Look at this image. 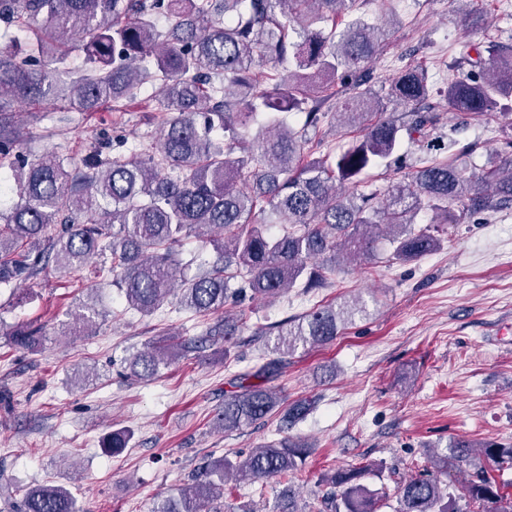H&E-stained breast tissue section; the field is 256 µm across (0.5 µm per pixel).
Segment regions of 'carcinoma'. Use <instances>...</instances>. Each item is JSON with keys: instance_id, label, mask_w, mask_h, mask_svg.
<instances>
[{"instance_id": "carcinoma-1", "label": "carcinoma", "mask_w": 512, "mask_h": 512, "mask_svg": "<svg viewBox=\"0 0 512 512\" xmlns=\"http://www.w3.org/2000/svg\"><path fill=\"white\" fill-rule=\"evenodd\" d=\"M368 0H0V22L32 33L0 50V158L12 159L16 186L3 185L16 200L0 211V288L26 281L49 268L59 275L83 269L94 257L110 253L112 284L126 308L154 314L178 295V304L200 317L220 314L205 334L166 348L151 344L124 358L126 375L139 382L155 379L181 352L224 341V354L236 345L246 325L241 314L224 310L231 294L273 300L302 284L315 288L341 263L375 258L383 238L390 259H419L442 247L443 224H468L478 215L492 217L512 207V135L505 137L502 166L476 172L460 155L427 156L384 193L359 190L374 168L391 167L403 140L426 149L440 123L430 103L425 69H399L388 95L403 112H381L369 74L384 36L381 28L357 16L339 26L336 17ZM161 16H172L168 30ZM82 61L70 64L73 43ZM462 75L443 79L436 90L459 116L490 123L512 113V45L461 46ZM70 89L68 105L80 112L102 103L136 97L151 84L161 98L162 119L148 144L130 154L101 158V151L78 166L54 152L23 154L24 126L13 116L22 103L36 105L55 90L49 65ZM346 96L342 123L361 136L339 150L321 152L324 140L307 130L319 128L323 107ZM305 113L297 132L278 119L248 131L260 112ZM269 207L270 219L256 222L255 210ZM431 212L425 226L417 217ZM280 225L273 233L268 225ZM199 229L218 232L208 239L216 260L191 279L177 281L178 248ZM362 308L347 303L312 310L278 327L271 348L275 358L224 398L213 425L240 431L276 411L281 392L259 380L288 364L299 348L326 345ZM103 316L96 304L84 305L75 332L87 334ZM7 344L36 352L46 337L41 329L15 325ZM312 409L308 400L288 407V424ZM128 429L103 440L111 455L129 444ZM309 453V446L288 437L271 442L244 459L210 461L179 497L162 500L154 512H221L229 474L239 481L286 479ZM482 456L512 467V446L490 444ZM469 467L457 491L442 485L438 473L448 460ZM431 468L400 482L396 512H512V495L474 463L465 441L434 453ZM367 467L333 470V488L318 512H378L384 495L363 483ZM465 505H460V501ZM20 512H79L66 487L40 484L26 489ZM277 512H302L293 485Z\"/></svg>"}]
</instances>
